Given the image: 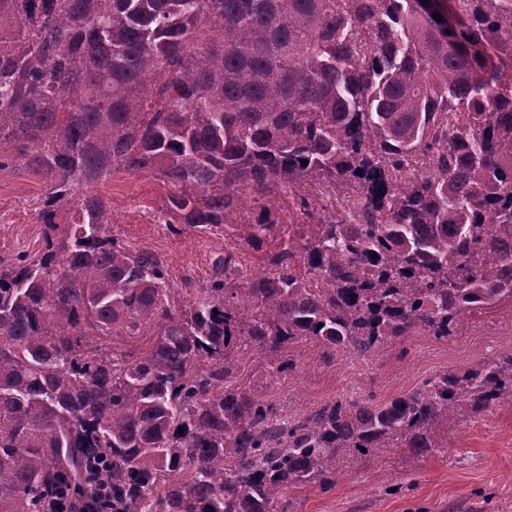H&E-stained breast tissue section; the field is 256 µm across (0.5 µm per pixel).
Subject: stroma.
<instances>
[{
  "label": "stroma",
  "instance_id": "1",
  "mask_svg": "<svg viewBox=\"0 0 512 512\" xmlns=\"http://www.w3.org/2000/svg\"><path fill=\"white\" fill-rule=\"evenodd\" d=\"M97 190L112 203L113 233L132 245L150 246L166 263L171 287H182L187 278L206 283L214 252L229 242L223 229L206 236L190 230L169 234L156 222L166 191L148 176L121 171ZM43 191L42 182L23 170L0 171V256L42 248L44 227L37 224L34 207ZM510 351L512 303L506 301L468 317L445 340L411 336L368 357L346 354L330 365L300 343L290 349L299 370L288 379L266 377L254 354L242 359L240 373L294 418L334 397L385 403L419 388L433 374L473 367ZM341 469L331 489L295 493L297 512H512V408L461 422L449 430L447 448L431 457L418 460L393 448L348 458Z\"/></svg>",
  "mask_w": 512,
  "mask_h": 512
}]
</instances>
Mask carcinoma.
Returning a JSON list of instances; mask_svg holds the SVG:
<instances>
[{
  "label": "carcinoma",
  "mask_w": 512,
  "mask_h": 512,
  "mask_svg": "<svg viewBox=\"0 0 512 512\" xmlns=\"http://www.w3.org/2000/svg\"><path fill=\"white\" fill-rule=\"evenodd\" d=\"M420 2L0 0V171L45 187L42 249L0 257V512L97 483L94 512H296L512 407V352L288 422L238 376L244 346L285 379L294 344L329 365L512 301V0H452L450 34ZM118 171L169 232L232 229L206 284L112 233Z\"/></svg>",
  "instance_id": "cac0c4a2"
}]
</instances>
